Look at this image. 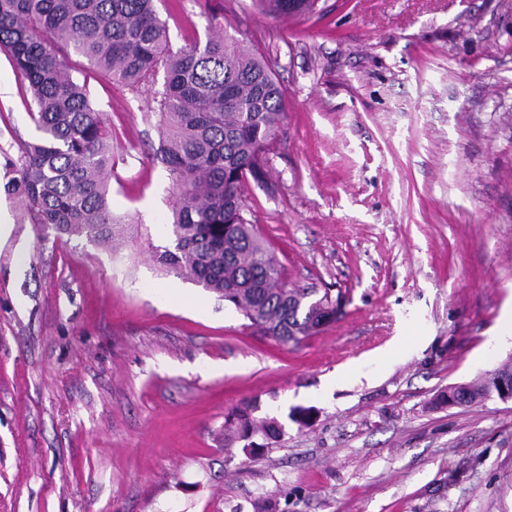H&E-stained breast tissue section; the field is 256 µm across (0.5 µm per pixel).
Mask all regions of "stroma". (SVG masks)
<instances>
[{
	"instance_id": "stroma-1",
	"label": "stroma",
	"mask_w": 512,
	"mask_h": 512,
	"mask_svg": "<svg viewBox=\"0 0 512 512\" xmlns=\"http://www.w3.org/2000/svg\"><path fill=\"white\" fill-rule=\"evenodd\" d=\"M159 11L172 47L220 25L266 55L284 131L246 217L283 282L341 313L283 343L166 274L160 117L104 78L124 234L20 223L5 165L39 133L0 53V512H512V401L433 404L512 357V0ZM250 400L282 435L227 454L224 416ZM262 11L274 17L304 15L312 12L316 0H257Z\"/></svg>"
}]
</instances>
